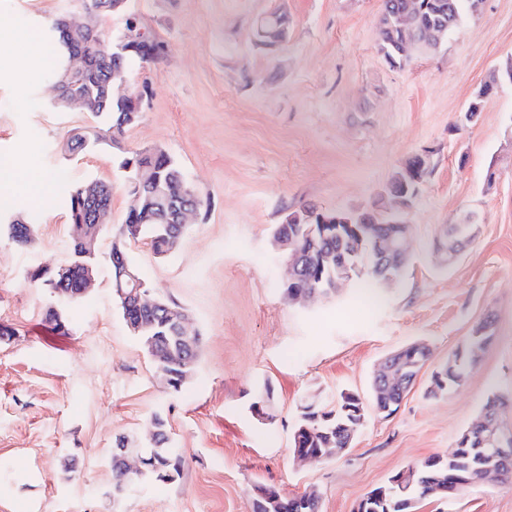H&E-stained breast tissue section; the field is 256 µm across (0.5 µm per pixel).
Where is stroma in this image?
I'll use <instances>...</instances> for the list:
<instances>
[{
	"label": "stroma",
	"mask_w": 512,
	"mask_h": 512,
	"mask_svg": "<svg viewBox=\"0 0 512 512\" xmlns=\"http://www.w3.org/2000/svg\"><path fill=\"white\" fill-rule=\"evenodd\" d=\"M381 0H127L128 12L165 50L133 67L125 86L146 91L139 121L118 146L69 154V133L91 113L55 106L43 52L24 90L0 77V161L35 143L29 165L55 179L36 200L17 192L1 215H23L32 248L0 232V512H252L253 490L316 491L321 512H354L397 472L454 450L492 394L512 428V83L485 98L490 74L512 64V0H482L439 47L412 50L393 68L379 50ZM70 0H0V32L45 44L43 23ZM285 15L277 46L261 19ZM481 112L464 113L473 100ZM166 150L202 201L176 251L118 237L133 199L122 153ZM430 174L407 216L408 267L378 299L357 281L329 298L291 302L272 269V231L306 206L361 211L380 203L415 155ZM112 186L94 288L66 307V332L45 320L55 299L29 281L65 263L72 233L65 186ZM472 218L475 232L449 266L433 243ZM120 247L150 288L189 314L203 338L195 371L172 392L127 329L112 294L109 254ZM492 339L447 394L427 393L433 373L484 320ZM423 341L428 365L397 412L368 411L343 455L298 462L292 432L305 401L351 390L371 401V377L389 353ZM160 414L183 457L180 476L140 484L113 504L119 437L148 441ZM74 469L61 470L64 460ZM414 512H512V488L481 483Z\"/></svg>",
	"instance_id": "1"
}]
</instances>
